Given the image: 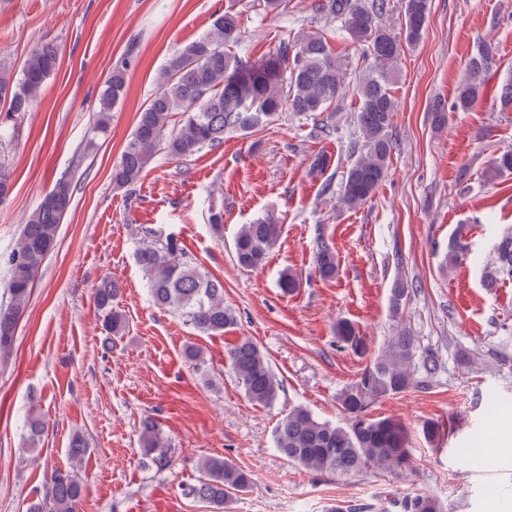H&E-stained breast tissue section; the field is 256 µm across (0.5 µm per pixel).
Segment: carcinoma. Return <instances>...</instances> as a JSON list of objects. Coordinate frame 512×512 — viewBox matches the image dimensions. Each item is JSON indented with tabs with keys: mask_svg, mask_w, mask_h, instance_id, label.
Listing matches in <instances>:
<instances>
[{
	"mask_svg": "<svg viewBox=\"0 0 512 512\" xmlns=\"http://www.w3.org/2000/svg\"><path fill=\"white\" fill-rule=\"evenodd\" d=\"M389 0H315V11L361 48L362 62L355 95L359 99L356 121L360 139L354 144L357 158L343 174L339 190L330 182L323 193L338 196L341 207L356 210L368 203L384 180L393 142L391 128L396 102L392 84L404 46L417 42L424 30L430 0H404L402 33L391 31L382 19ZM242 36L240 14L224 11L213 31L177 49L158 74L157 94L137 115L131 139L113 169L112 183L130 187L142 177L154 155L163 150L173 158L189 156L205 147L224 143L228 132L249 133L286 109L311 118L321 133L330 131L326 112L336 111V102L346 92L345 68L323 32L307 34L298 47L280 48L264 60L245 62L231 51ZM491 47H482L467 67V77L450 105H436L434 126L448 125V112H470L484 93ZM59 63L55 44L47 42L24 60L20 72L0 70V104L18 116L28 111ZM126 66L115 67L98 100L94 129L105 134L109 112L124 95ZM180 119H175V115ZM72 180L60 178L45 193L8 258L9 278L5 288L10 304L0 306V354L14 347L18 325L36 276L54 248L65 214L72 205ZM281 234L279 219L272 213L244 224L234 239L238 264L244 269L262 267ZM467 254V243L456 236L448 242L444 267H455ZM136 258L148 295L158 308L171 311L205 334L222 333L235 325L232 310L224 306V282L197 264L180 240L172 234L146 228L137 242ZM336 250L325 240L316 249V273L323 280L336 277ZM512 278V230L494 249L484 272V287L494 288ZM415 283L396 279L390 291V312L397 322L393 336L361 372L359 378L338 396L347 416L346 426L320 420L297 406L279 419L274 432L275 448L289 462L314 476H348L370 468L400 469L409 461V431L391 417H373L375 401L418 387L419 371L431 378L436 373L434 357L420 352L418 337L404 323L406 305ZM120 285L103 278L95 302L103 316L110 340L123 334L126 321L114 307ZM336 338L363 353L366 345L354 324L341 319ZM230 369L253 404L271 407L277 401L281 381L261 347L249 338L239 340L227 353ZM28 450L34 451L45 432L42 414L30 408L25 417ZM139 453L143 463L157 471L174 464L171 443L157 422L145 418L140 425ZM87 454L85 438L75 433L68 444L71 466L54 468L47 475L41 494L32 499L27 512H80L87 485L78 474ZM195 482L183 488L187 498L206 504L210 512H224L228 503L250 488L246 471L222 456L202 460ZM401 512H439L437 502L425 493H415L400 502Z\"/></svg>",
	"mask_w": 512,
	"mask_h": 512,
	"instance_id": "1",
	"label": "carcinoma"
}]
</instances>
